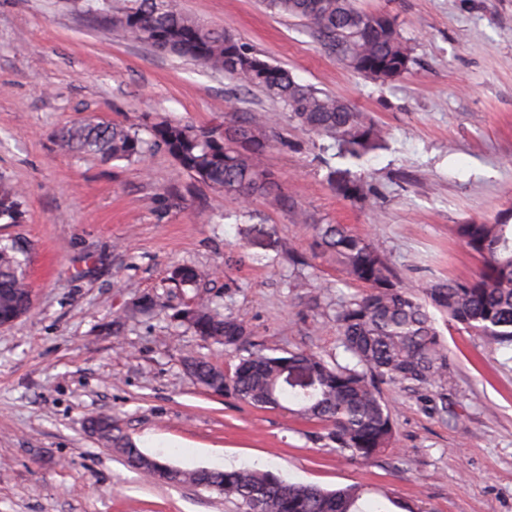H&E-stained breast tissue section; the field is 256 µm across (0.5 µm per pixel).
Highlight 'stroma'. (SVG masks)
I'll return each mask as SVG.
<instances>
[{
    "label": "stroma",
    "mask_w": 512,
    "mask_h": 512,
    "mask_svg": "<svg viewBox=\"0 0 512 512\" xmlns=\"http://www.w3.org/2000/svg\"><path fill=\"white\" fill-rule=\"evenodd\" d=\"M177 3L364 112L383 141L358 162L325 159L320 138L259 90L239 94L195 61L128 42L85 0H0V179L24 191V221L0 224V240L28 243L32 294L30 312L0 327V512H231L223 496L129 468L86 430L104 414L144 453L187 470L255 464L327 490L360 484L370 503L391 497L414 512H512V347L438 318L453 366L447 413L429 391L381 385L394 443L348 463L322 423L196 384L185 356L230 372L238 353L173 319L214 299L275 353L347 363L334 311L364 287L316 249L318 224L378 244L400 281L475 277L481 260L457 225L512 223V0H358L395 18L411 56L385 83L260 0ZM243 112L259 125L277 115L279 145L262 163L296 212L242 206L161 149L105 163L55 143L60 127L87 120L230 127ZM333 168L364 182L368 198L340 195ZM181 266L198 272L196 287L176 286ZM146 294L160 311L113 334L114 317Z\"/></svg>",
    "instance_id": "stroma-1"
}]
</instances>
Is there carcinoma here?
Returning <instances> with one entry per match:
<instances>
[{
	"mask_svg": "<svg viewBox=\"0 0 512 512\" xmlns=\"http://www.w3.org/2000/svg\"><path fill=\"white\" fill-rule=\"evenodd\" d=\"M271 13L295 17L325 48L353 71L388 82L407 72L410 54L396 22L377 26L376 14L355 0H262ZM99 16L120 28L131 41L168 54L191 58L215 73L238 82L241 90L257 88L288 112L304 132L339 148L346 159L359 160L379 146L381 131L364 113L342 99L295 80L284 67L261 58L252 47L224 28L200 24L177 7L176 0H101ZM145 140L131 126L82 122L61 127L56 144L65 152H83L105 162H130L147 146L162 147L197 181L236 199L261 198L281 211L297 212L294 201L261 164L272 147L269 126L247 118L232 129L203 128L171 120L147 126ZM336 189L351 199L367 190L355 180H341ZM21 189L0 181V223L19 224ZM459 238L483 263L471 280H439L418 290L397 280L383 252L371 241L341 224H318L315 245L336 257L340 273L365 284L366 291L336 304L340 343L353 363L331 364L305 351L281 355L251 344L245 323L224 315L221 305L199 300L186 305L179 322L205 341L233 347L243 355L233 374L202 358L186 357V372L205 390L232 394L261 409L288 402L291 412L330 427L336 453L351 462H365L391 445L393 411L378 384L392 383L435 392L440 411L448 410L446 391L452 367L448 349L436 329L431 310L448 323L485 343L512 346V224H459ZM28 247L0 242V325L25 316L32 304L26 278ZM180 287H194L199 275L191 267L173 274ZM158 304L150 296L133 302L126 317L151 315ZM288 369L315 374L304 390L285 384ZM100 440L122 456L128 466L160 481L142 451L110 422ZM191 483L224 495L235 512H366L364 488L350 485L333 491L289 483L255 467L231 470L182 468L166 484Z\"/></svg>",
	"mask_w": 512,
	"mask_h": 512,
	"instance_id": "1",
	"label": "carcinoma"
}]
</instances>
